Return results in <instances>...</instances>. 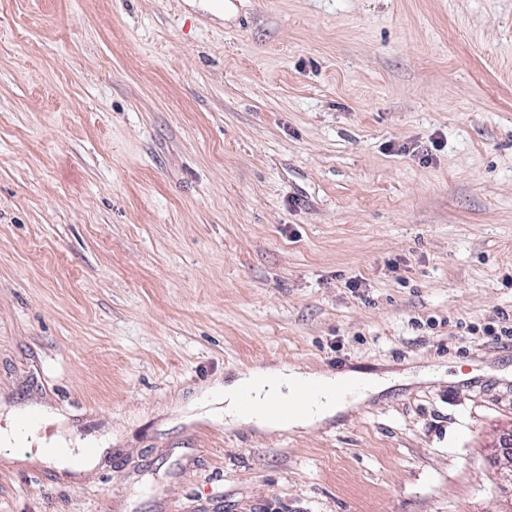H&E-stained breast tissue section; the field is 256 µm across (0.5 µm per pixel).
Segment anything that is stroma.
Wrapping results in <instances>:
<instances>
[{
	"instance_id": "obj_1",
	"label": "stroma",
	"mask_w": 512,
	"mask_h": 512,
	"mask_svg": "<svg viewBox=\"0 0 512 512\" xmlns=\"http://www.w3.org/2000/svg\"><path fill=\"white\" fill-rule=\"evenodd\" d=\"M512 0H0V512H512ZM257 366L390 388L192 419ZM349 381L357 383L352 391L347 390ZM389 385V379L350 372H320L287 366L250 368L238 371L231 381L224 379V384L217 383L204 392V399L209 401L204 415L217 423L223 421L224 429L246 426L262 433L308 429L327 423L352 404L381 393ZM312 387L318 392L317 398L303 410L269 415L261 410H246L239 402L244 388L250 389L258 400L283 403L305 398ZM280 403L268 406L267 410L279 413L284 409ZM27 438H29L30 446L32 443L37 444L38 447L35 453L37 456L47 461L64 463L68 468L75 471L91 465L102 450V448H98L96 455L89 457L83 448H69L67 442L62 438H57L49 443L45 442L36 435L35 429H30L25 436L19 437L17 436L14 424L10 432L0 434V444L5 448H11L19 445L21 440H26Z\"/></svg>"
}]
</instances>
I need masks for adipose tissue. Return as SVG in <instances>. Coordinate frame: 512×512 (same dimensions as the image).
Instances as JSON below:
<instances>
[{"label": "adipose tissue", "instance_id": "1", "mask_svg": "<svg viewBox=\"0 0 512 512\" xmlns=\"http://www.w3.org/2000/svg\"><path fill=\"white\" fill-rule=\"evenodd\" d=\"M351 381L356 384L352 390L347 387ZM389 385V380L350 372H320L287 366L250 368L237 372L231 381L215 384L204 392L203 397L209 403L205 415L215 422L223 423L228 429L246 426L262 433L308 429L327 423L352 404L381 393ZM246 388L258 400L281 403L303 399L312 388L317 390L318 395L315 402L305 409L269 415L260 410L241 407L240 393ZM24 437L36 443L37 456L64 463L70 469L77 471L93 462L92 457L83 449L69 447L61 438L50 442L39 440L32 429L22 437L13 431L1 433L0 446H17Z\"/></svg>", "mask_w": 512, "mask_h": 512}]
</instances>
